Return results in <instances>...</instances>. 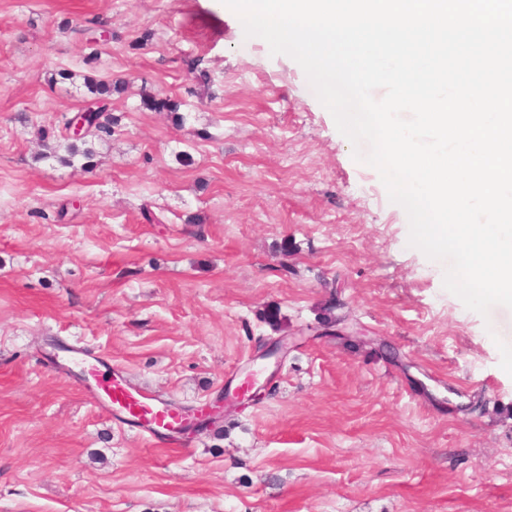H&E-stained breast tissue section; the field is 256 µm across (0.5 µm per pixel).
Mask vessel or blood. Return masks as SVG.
I'll return each instance as SVG.
<instances>
[{"mask_svg":"<svg viewBox=\"0 0 512 512\" xmlns=\"http://www.w3.org/2000/svg\"><path fill=\"white\" fill-rule=\"evenodd\" d=\"M67 360L81 373L80 389L109 419L126 425L141 438L162 441L166 447H187L193 422L181 408L135 383L125 369L109 366L104 356L74 349Z\"/></svg>","mask_w":512,"mask_h":512,"instance_id":"vessel-or-blood-1","label":"vessel or blood"}]
</instances>
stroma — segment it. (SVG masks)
<instances>
[{
  "instance_id": "35a3bbf8",
  "label": "stroma",
  "mask_w": 512,
  "mask_h": 512,
  "mask_svg": "<svg viewBox=\"0 0 512 512\" xmlns=\"http://www.w3.org/2000/svg\"><path fill=\"white\" fill-rule=\"evenodd\" d=\"M88 77L114 90L86 170L61 158ZM352 152L211 0H0V512H512V309L446 291ZM53 342L185 407L261 391L165 451Z\"/></svg>"
}]
</instances>
